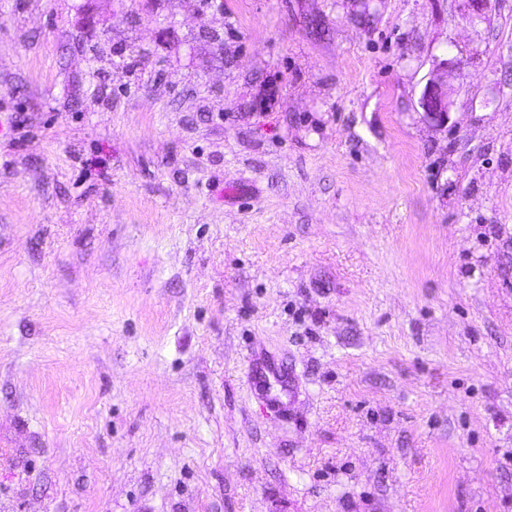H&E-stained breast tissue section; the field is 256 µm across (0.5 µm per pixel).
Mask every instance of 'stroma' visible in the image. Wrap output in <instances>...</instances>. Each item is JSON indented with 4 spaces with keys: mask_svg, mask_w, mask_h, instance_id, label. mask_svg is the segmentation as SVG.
<instances>
[{
    "mask_svg": "<svg viewBox=\"0 0 512 512\" xmlns=\"http://www.w3.org/2000/svg\"><path fill=\"white\" fill-rule=\"evenodd\" d=\"M0 512H512V0H0ZM426 116L435 123L442 125L448 120V109L451 104L448 94V65L438 69L436 77L425 87L421 102ZM253 379L260 380L267 387L268 392L265 394V399L273 406L278 407L280 409H285L287 403L284 402V398L287 396V390L282 384L280 380V374L278 370L274 367H265L259 368L258 366L253 367L251 369ZM271 378L275 380L279 386V391H272L271 387Z\"/></svg>",
    "mask_w": 512,
    "mask_h": 512,
    "instance_id": "obj_1",
    "label": "stroma"
}]
</instances>
